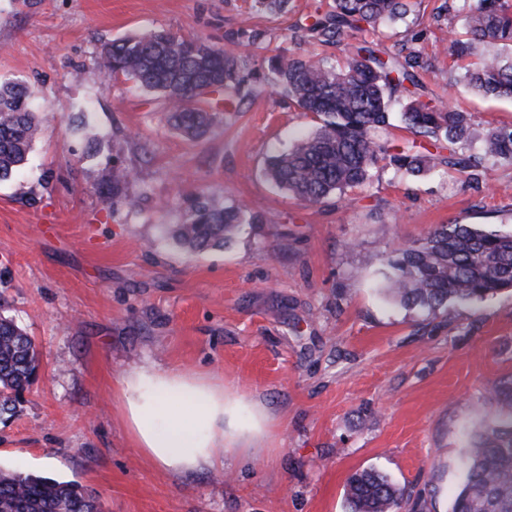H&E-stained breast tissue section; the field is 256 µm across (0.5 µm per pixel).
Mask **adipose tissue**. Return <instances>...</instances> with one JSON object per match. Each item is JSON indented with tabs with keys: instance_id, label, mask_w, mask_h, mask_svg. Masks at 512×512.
I'll list each match as a JSON object with an SVG mask.
<instances>
[{
	"instance_id": "obj_1",
	"label": "adipose tissue",
	"mask_w": 512,
	"mask_h": 512,
	"mask_svg": "<svg viewBox=\"0 0 512 512\" xmlns=\"http://www.w3.org/2000/svg\"><path fill=\"white\" fill-rule=\"evenodd\" d=\"M130 437L161 469L179 474L223 466L245 428L223 387L180 370L140 368L119 383Z\"/></svg>"
}]
</instances>
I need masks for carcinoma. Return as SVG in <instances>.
Returning a JSON list of instances; mask_svg holds the SVG:
<instances>
[{
  "mask_svg": "<svg viewBox=\"0 0 512 512\" xmlns=\"http://www.w3.org/2000/svg\"><path fill=\"white\" fill-rule=\"evenodd\" d=\"M466 38L450 42L451 54L476 61L450 75L448 86L463 84L485 98L512 97V5L508 0H462ZM290 0H253V8L288 13ZM416 23L414 0H332L313 15L306 31L319 45L338 47L355 33L359 43L342 65L313 54L279 52L267 58L266 90L287 98L317 120L312 134L270 158L266 178L306 204L370 184L382 165L410 176L438 167L476 171L486 157L512 166V126L487 131L480 152L468 153L471 122L462 112L419 82L428 59L406 44L376 48L385 22ZM266 32L243 28L228 35L229 47L170 31H149L101 44L94 64L107 81H131L164 97L170 125L185 138H202L215 122L207 96L238 104L254 93L248 85L253 47ZM405 95L401 119L433 142L436 152L414 147L389 149L382 133L392 126V105ZM45 113L36 112L25 85L0 81V179L22 167L38 138ZM134 171L114 166L102 177L100 194L112 205L137 206L126 194ZM259 216L243 201L222 205L196 197L184 223L170 234L190 251L224 248L245 224ZM383 291L408 309L433 315L448 301L470 302L512 288V231L474 224H440L419 238L400 243L379 259ZM39 357L32 338L0 314V415L15 411L21 394L36 381ZM492 426L467 450L465 475L448 512H512V407L498 391L484 401ZM405 490L386 475L364 469L346 482L347 512H399ZM0 512H101L99 498L75 481H59L0 467Z\"/></svg>",
  "mask_w": 512,
  "mask_h": 512,
  "instance_id": "carcinoma-1",
  "label": "carcinoma"
}]
</instances>
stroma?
I'll use <instances>...</instances> for the list:
<instances>
[{"instance_id": "35a3bbf8", "label": "stroma", "mask_w": 512, "mask_h": 512, "mask_svg": "<svg viewBox=\"0 0 512 512\" xmlns=\"http://www.w3.org/2000/svg\"><path fill=\"white\" fill-rule=\"evenodd\" d=\"M320 2L274 16L251 13V0H0V80L22 82L51 115L27 164L0 181V308L41 359L15 414L0 417V466L77 481L103 512H346L347 477L373 468L404 488L401 512L418 498L448 512L469 441L489 424L487 392L512 404V292L426 316L385 295L379 259L437 224L512 229V167L487 158L474 179L386 168L352 203L305 206L263 174L315 127L287 100L215 103L212 131L190 142L158 94L106 82L93 64L101 42L130 34L222 46L250 25L267 33L252 52L259 85L267 57L309 51L293 29ZM443 4L447 19L433 22ZM419 10L423 82L439 92L459 65L448 34L463 30L461 4ZM454 101L475 137L512 125V101L462 87ZM115 164L135 172L136 209L99 193ZM199 193L244 200L262 221L228 248L187 252L165 230ZM144 366L259 404L268 433L225 450L223 467L162 470L121 416L118 381Z\"/></svg>"}]
</instances>
